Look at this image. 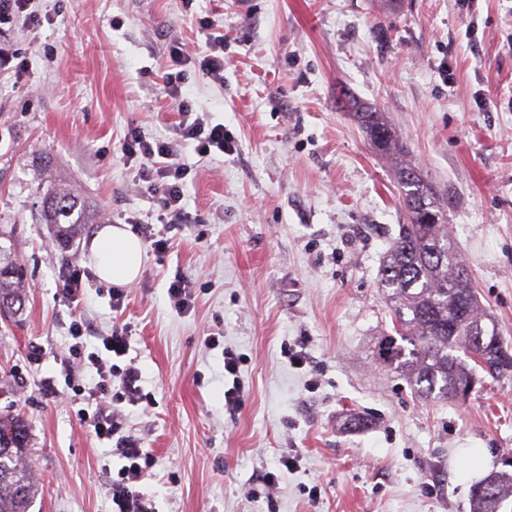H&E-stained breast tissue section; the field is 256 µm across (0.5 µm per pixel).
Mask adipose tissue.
<instances>
[{"mask_svg": "<svg viewBox=\"0 0 512 512\" xmlns=\"http://www.w3.org/2000/svg\"><path fill=\"white\" fill-rule=\"evenodd\" d=\"M89 250L96 273L102 281L121 286L139 276L144 247L126 224H107L93 234Z\"/></svg>", "mask_w": 512, "mask_h": 512, "instance_id": "ef3b65f1", "label": "adipose tissue"}]
</instances>
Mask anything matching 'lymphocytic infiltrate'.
I'll return each mask as SVG.
<instances>
[{
    "label": "lymphocytic infiltrate",
    "mask_w": 512,
    "mask_h": 512,
    "mask_svg": "<svg viewBox=\"0 0 512 512\" xmlns=\"http://www.w3.org/2000/svg\"><path fill=\"white\" fill-rule=\"evenodd\" d=\"M70 334L76 343L69 348V372L91 368L98 376L96 390L90 395L95 410L89 415L88 422L99 439L114 441L112 453L124 461L119 480L113 481L108 488L111 512H155L152 501L139 489L155 463L154 457L150 449L144 448L140 438L124 433V415L120 409L122 403L134 404L144 400L140 385L142 373L132 363L118 373L108 369L98 353L88 352L82 340V322L73 321Z\"/></svg>",
    "instance_id": "1"
}]
</instances>
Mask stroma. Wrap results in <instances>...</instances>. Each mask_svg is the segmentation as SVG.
<instances>
[{
  "label": "stroma",
  "instance_id": "1",
  "mask_svg": "<svg viewBox=\"0 0 512 512\" xmlns=\"http://www.w3.org/2000/svg\"><path fill=\"white\" fill-rule=\"evenodd\" d=\"M37 20L0 27V225L26 271L28 303L0 322V410L29 425L30 512H110L122 461L81 421L97 376L65 381L74 319L88 348L113 326L108 363L142 371L127 432L156 463L141 483L157 512H471L477 481L512 459V374L463 400L426 399L379 358L392 315L378 286L403 221L392 162L354 112H383L448 218V232L512 341V0H34ZM224 80L183 67L182 99L228 143L182 141L168 158L128 154L131 133L169 141L183 119L165 92L169 51L209 53ZM183 174L187 220L171 223L141 173ZM51 189L92 222L68 247L41 221ZM153 225L121 309L93 271L95 226ZM83 271L79 309L58 293ZM186 281L177 311L167 289ZM219 334L223 347L208 348ZM311 362L296 368L289 349ZM243 404L224 409V354ZM57 392L49 394L46 382ZM299 456L296 469L280 458ZM279 484L267 495L264 470ZM199 71L211 80L224 78V35L213 37L210 53L199 61Z\"/></svg>",
  "mask_w": 512,
  "mask_h": 512
}]
</instances>
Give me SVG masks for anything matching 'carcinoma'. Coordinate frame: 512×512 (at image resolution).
I'll return each mask as SVG.
<instances>
[{"label":"carcinoma","mask_w":512,"mask_h":512,"mask_svg":"<svg viewBox=\"0 0 512 512\" xmlns=\"http://www.w3.org/2000/svg\"><path fill=\"white\" fill-rule=\"evenodd\" d=\"M355 116L372 146L394 162L406 215L379 270L393 321V334L380 342V358L406 376L422 397L464 398L478 383L476 368L492 377L512 372V347L480 305L436 192L408 158L400 135L382 112ZM41 218L62 243L90 223L80 198L63 190L43 196ZM26 301V273L11 249L0 245L4 317L23 314ZM28 441L24 419L1 412L0 512H29L36 497ZM511 497L512 473L492 472L474 486L471 512H502Z\"/></svg>","instance_id":"obj_1"}]
</instances>
